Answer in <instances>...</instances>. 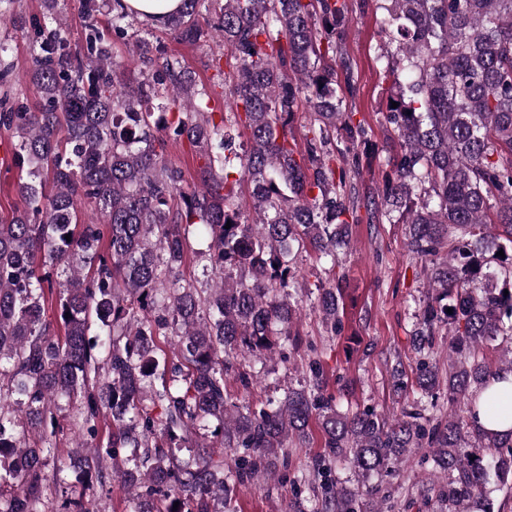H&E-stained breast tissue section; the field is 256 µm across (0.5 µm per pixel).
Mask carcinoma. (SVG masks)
<instances>
[{"label":"carcinoma","mask_w":512,"mask_h":512,"mask_svg":"<svg viewBox=\"0 0 512 512\" xmlns=\"http://www.w3.org/2000/svg\"><path fill=\"white\" fill-rule=\"evenodd\" d=\"M103 5L112 31L138 23L121 0H82L87 22L73 48L57 0H43L29 20L40 101L0 102L26 169L22 208L0 217V512H49L47 485L64 488L68 470L86 491L127 490L131 512H237L235 487L288 468V445L305 443L313 422L324 453L293 477L312 493L310 512H393L387 495L366 510L364 497L381 492L371 479L419 448L444 473L430 481L439 512H494L489 471L512 497V431L483 430L476 407L491 377L512 373V0H382L387 46L376 63L392 79L398 106L383 116L397 143L367 191L370 127L343 106L357 92L344 29L366 0H183L165 25L195 42L199 17H214L228 53L210 67L233 97L227 112L146 38L131 49L140 78L122 82L97 23ZM168 138L200 148L199 184L186 186L166 161ZM364 217L404 225L424 264L431 296L411 334L417 401L392 421L344 405L327 393L318 354L278 401L233 400L229 368L239 366L247 392L266 358L300 345L291 328L302 308L286 291L293 257L311 249L336 265ZM202 230L207 248L194 252ZM191 252L220 273L204 292L180 278ZM342 289L340 277L315 284L314 313L332 333ZM442 331L446 373L434 348ZM167 332L177 338L171 358L156 345ZM498 339L506 349L493 371L484 350ZM443 385L446 409L435 402ZM63 401L77 405L72 449L50 473ZM104 420L107 441L88 446L83 437ZM23 427L41 445H28ZM201 430L215 444L204 446ZM332 460L357 488L333 481Z\"/></svg>","instance_id":"1"}]
</instances>
